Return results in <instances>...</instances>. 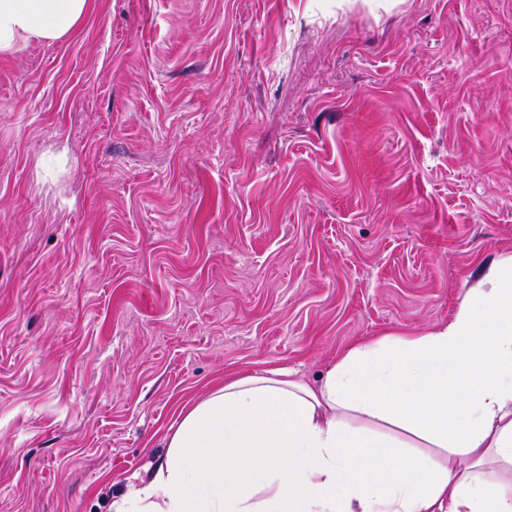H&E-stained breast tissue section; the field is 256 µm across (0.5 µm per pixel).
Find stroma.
Here are the masks:
<instances>
[{
    "label": "stroma",
    "mask_w": 512,
    "mask_h": 512,
    "mask_svg": "<svg viewBox=\"0 0 512 512\" xmlns=\"http://www.w3.org/2000/svg\"><path fill=\"white\" fill-rule=\"evenodd\" d=\"M505 253L512 0H94L0 55V512H109L225 376Z\"/></svg>",
    "instance_id": "35a3bbf8"
}]
</instances>
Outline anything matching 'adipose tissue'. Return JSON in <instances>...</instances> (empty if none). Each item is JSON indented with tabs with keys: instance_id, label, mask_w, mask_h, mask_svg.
Here are the masks:
<instances>
[{
	"instance_id": "ef3b65f1",
	"label": "adipose tissue",
	"mask_w": 512,
	"mask_h": 512,
	"mask_svg": "<svg viewBox=\"0 0 512 512\" xmlns=\"http://www.w3.org/2000/svg\"><path fill=\"white\" fill-rule=\"evenodd\" d=\"M92 0H0V53L73 35ZM112 512H512V253L448 324L348 349L319 383L226 379Z\"/></svg>"
}]
</instances>
